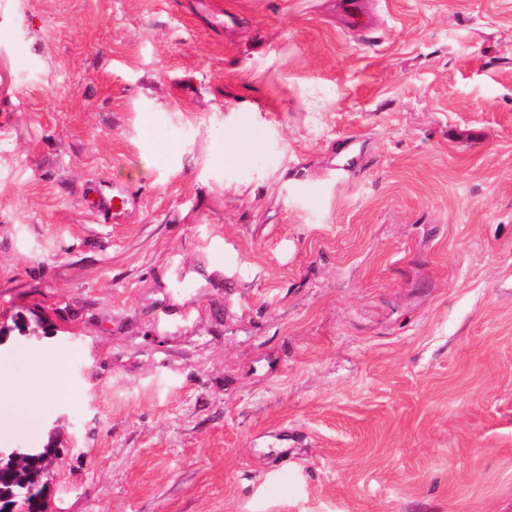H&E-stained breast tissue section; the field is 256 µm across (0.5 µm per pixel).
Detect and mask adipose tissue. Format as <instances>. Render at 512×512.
<instances>
[{
	"instance_id": "adipose-tissue-1",
	"label": "adipose tissue",
	"mask_w": 512,
	"mask_h": 512,
	"mask_svg": "<svg viewBox=\"0 0 512 512\" xmlns=\"http://www.w3.org/2000/svg\"><path fill=\"white\" fill-rule=\"evenodd\" d=\"M64 388L62 376H44L33 371L28 361L18 360L6 366L0 364V416L9 421L14 430H25L35 421L27 396L57 395Z\"/></svg>"
}]
</instances>
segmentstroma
Instances as JSON below:
<instances>
[{
	"label": "stroma",
	"instance_id": "stroma-1",
	"mask_svg": "<svg viewBox=\"0 0 512 512\" xmlns=\"http://www.w3.org/2000/svg\"><path fill=\"white\" fill-rule=\"evenodd\" d=\"M370 2L0 0L50 512H512V0Z\"/></svg>",
	"mask_w": 512,
	"mask_h": 512
}]
</instances>
